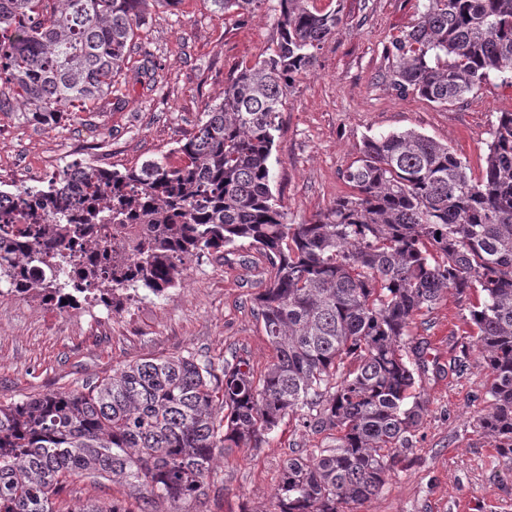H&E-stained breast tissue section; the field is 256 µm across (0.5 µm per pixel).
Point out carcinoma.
Segmentation results:
<instances>
[{
	"label": "carcinoma",
	"mask_w": 512,
	"mask_h": 512,
	"mask_svg": "<svg viewBox=\"0 0 512 512\" xmlns=\"http://www.w3.org/2000/svg\"><path fill=\"white\" fill-rule=\"evenodd\" d=\"M182 2L0 0V114L52 127L96 111L121 93L146 15ZM210 2L224 15L266 0ZM339 23L334 9L278 0L274 53L231 79L179 146L180 167L74 163L43 188H0V295L115 308L163 295L187 257L246 242L271 268L255 304L275 352L258 378L242 361L218 376L191 353L151 357L0 405V512H55L73 477L126 486L137 503L77 512L158 501L181 512L205 494L217 455L263 447L290 415L334 436L284 462L274 512H352L413 448L428 363L412 327L450 291L478 294L470 323L491 381L477 426L512 467V111L497 116L476 177L419 132L369 136L343 173L349 192L288 222L270 166L281 107ZM388 54L395 90L452 107L492 74L512 80V0H425ZM162 71L153 61L136 78L155 85ZM96 225L105 239L86 238Z\"/></svg>",
	"instance_id": "obj_1"
}]
</instances>
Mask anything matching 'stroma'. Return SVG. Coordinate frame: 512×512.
I'll list each match as a JSON object with an SVG mask.
<instances>
[{
  "instance_id": "1",
  "label": "stroma",
  "mask_w": 512,
  "mask_h": 512,
  "mask_svg": "<svg viewBox=\"0 0 512 512\" xmlns=\"http://www.w3.org/2000/svg\"><path fill=\"white\" fill-rule=\"evenodd\" d=\"M340 11L339 34L284 100L271 162L289 221L312 219L344 194L342 175L365 137L408 129L448 145L476 164L499 112L512 110V85L498 77L444 109L391 84L387 47L412 23L423 0H316ZM277 0L253 14L220 15L209 0H184L180 12L153 13L140 30L130 71L152 53L162 82L128 81L122 102H101L53 127L35 128L0 115V182L43 186L66 164L131 168L167 157L179 165L178 142L194 136L208 106L220 102L245 64L276 47ZM268 265L249 247L226 248L186 262L179 284L161 297L124 302L120 311L82 306L59 312L34 296H0V403L46 392H71L114 369L158 356L192 353L211 362L249 363L263 373L274 351L254 309ZM469 302L448 295L417 317L414 338L426 342L439 371L422 378L425 405L414 448L381 492L357 512H512V469L475 421L490 374L469 336ZM461 360L460 370L448 371ZM323 442L290 420L260 448L221 457L204 496L185 512H273L283 462ZM126 487L74 482L57 512L125 497Z\"/></svg>"
}]
</instances>
